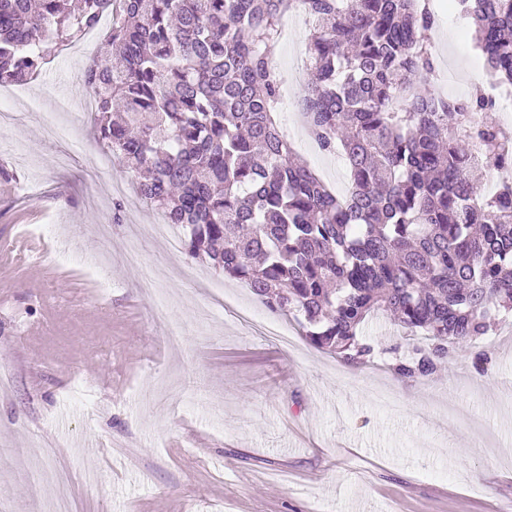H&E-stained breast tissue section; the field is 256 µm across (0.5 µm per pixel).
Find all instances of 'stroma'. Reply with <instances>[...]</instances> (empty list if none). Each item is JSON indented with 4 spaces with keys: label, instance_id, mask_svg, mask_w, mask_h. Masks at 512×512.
<instances>
[{
    "label": "stroma",
    "instance_id": "1",
    "mask_svg": "<svg viewBox=\"0 0 512 512\" xmlns=\"http://www.w3.org/2000/svg\"><path fill=\"white\" fill-rule=\"evenodd\" d=\"M435 5L433 89L468 96L472 32ZM305 52L297 20L269 57L293 105ZM86 65L61 53L29 86L80 101ZM1 98L16 118L0 120V512H46L48 473L67 476L72 512H512V324L411 381L390 369L404 332L381 316L365 328L374 362L347 365L171 248L180 228L153 235L164 214L118 161L100 165L93 124L60 116L61 138ZM292 141L347 192L341 158Z\"/></svg>",
    "mask_w": 512,
    "mask_h": 512
}]
</instances>
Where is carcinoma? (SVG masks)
<instances>
[{
    "label": "carcinoma",
    "mask_w": 512,
    "mask_h": 512,
    "mask_svg": "<svg viewBox=\"0 0 512 512\" xmlns=\"http://www.w3.org/2000/svg\"><path fill=\"white\" fill-rule=\"evenodd\" d=\"M103 0H0V86L37 76L97 25ZM102 59L85 69L96 130L136 189L179 226L186 252L296 316L315 346L370 360L363 327L389 314L427 345L392 364L435 374L458 346L512 312V187L479 200L478 169L512 164L496 109L429 91L426 0H118ZM489 76L512 85V0H461ZM310 17L302 111L321 151L340 153V197L294 159L277 119L268 54L280 17Z\"/></svg>",
    "instance_id": "cac0c4a2"
}]
</instances>
